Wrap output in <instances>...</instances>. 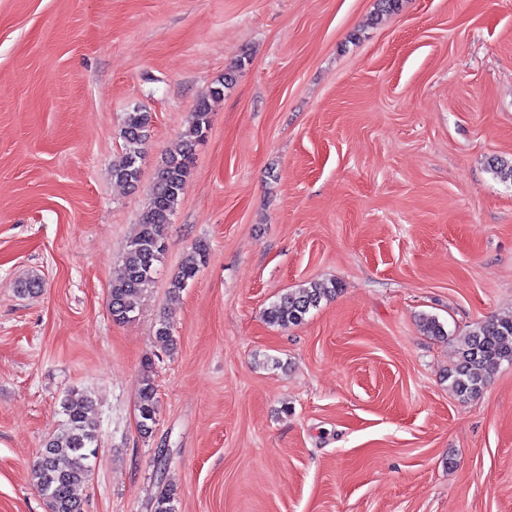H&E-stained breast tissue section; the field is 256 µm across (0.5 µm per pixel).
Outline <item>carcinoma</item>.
<instances>
[{
    "label": "carcinoma",
    "mask_w": 512,
    "mask_h": 512,
    "mask_svg": "<svg viewBox=\"0 0 512 512\" xmlns=\"http://www.w3.org/2000/svg\"><path fill=\"white\" fill-rule=\"evenodd\" d=\"M235 82V71L224 72L202 97L182 139L170 148L150 188V203L128 240L123 256L122 276L112 283L108 308L118 323L131 321L141 294L154 282L156 266L164 255L168 225L192 176L194 151L209 129V100L224 96ZM151 114L137 107L126 113L121 128L122 155L112 163V177L134 185L139 181V162L150 137ZM493 174L512 183V161L495 157L489 162ZM208 247L198 242L187 255L169 288L184 290L200 267L206 264ZM336 282H307L272 301L263 311L266 323L289 328L297 326L310 310L336 296ZM512 364V315L478 320L458 336L457 361L448 371V381L456 396L467 401L477 397L491 382L503 363ZM158 406L157 389L152 377V363L143 365V375L136 411L139 432L153 433ZM65 423L60 432L50 436L31 467V479L46 501L48 512H82L74 496L76 486L90 480L91 459L99 443L98 424L93 401L84 395H70L61 402Z\"/></svg>",
    "instance_id": "1"
}]
</instances>
